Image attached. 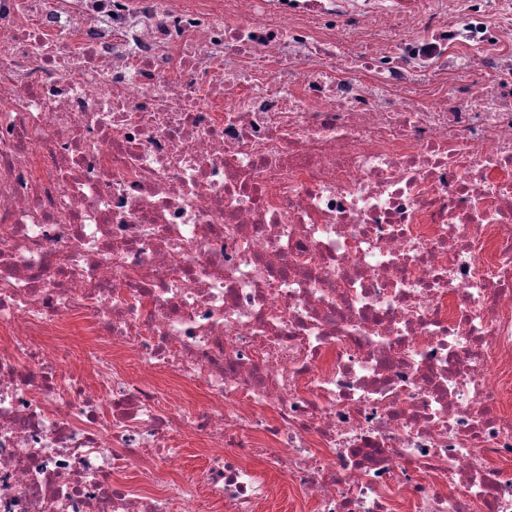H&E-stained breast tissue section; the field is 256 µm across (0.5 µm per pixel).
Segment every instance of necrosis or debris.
<instances>
[{
    "label": "necrosis or debris",
    "mask_w": 512,
    "mask_h": 512,
    "mask_svg": "<svg viewBox=\"0 0 512 512\" xmlns=\"http://www.w3.org/2000/svg\"><path fill=\"white\" fill-rule=\"evenodd\" d=\"M320 10L0 0V512H512V93ZM87 320L84 317H72L66 320L68 331L67 341L72 346L76 357L82 355L83 347L87 343L89 336L86 335L85 328ZM269 483L274 494L270 512H316L314 503L304 498L287 477L272 475Z\"/></svg>",
    "instance_id": "1"
}]
</instances>
